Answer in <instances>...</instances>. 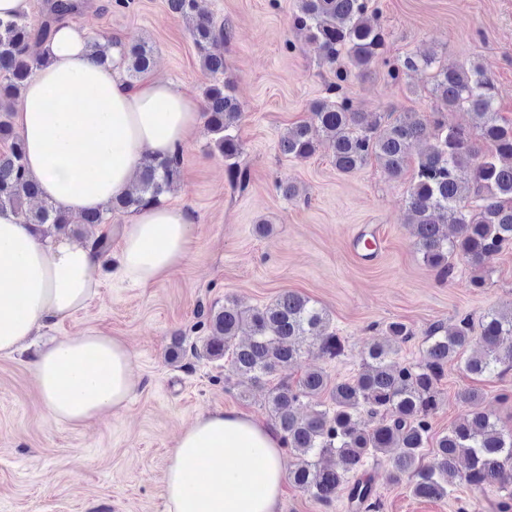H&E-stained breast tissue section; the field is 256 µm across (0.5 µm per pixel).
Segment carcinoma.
<instances>
[{
	"instance_id": "carcinoma-1",
	"label": "carcinoma",
	"mask_w": 512,
	"mask_h": 512,
	"mask_svg": "<svg viewBox=\"0 0 512 512\" xmlns=\"http://www.w3.org/2000/svg\"><path fill=\"white\" fill-rule=\"evenodd\" d=\"M171 13L190 21L189 34L203 69L224 73L222 42L226 24L198 12L197 0H166ZM371 0H297L294 26L306 33L319 58L329 64L344 57L361 77L382 63L393 80L408 71L432 72V94L440 109L428 116L416 112L393 121L370 119L353 108L340 93L347 70L336 71L329 91L336 99L311 104L310 118L288 129L279 139L282 154L308 159L327 150L336 170L353 174L370 159L378 160L391 178L401 176L413 146L424 143L407 192L412 235L422 261L445 280L452 275V259L473 269L512 242V124L501 122L495 109L496 89L483 68L475 63L439 65L433 56L410 55L392 63L386 58L387 33ZM77 0H52L50 22L77 14ZM31 28L23 15L0 18V209H21L37 198L36 183L28 176L24 142L11 122L12 106L20 89L46 59L28 53ZM119 48L129 80L146 74L152 49L143 40L127 43L88 41L90 55L100 64L112 62L111 49ZM204 112L214 147L224 157L232 183L242 187L247 171L241 166V144L235 134L242 116L241 104L229 80H216L203 90ZM466 109L473 117L469 127L450 126L446 112ZM316 126L321 137L313 138ZM482 141L478 147L476 141ZM470 170L471 180L459 172ZM180 156L148 158L139 170V189L110 203L104 210L78 218L57 213L42 202L27 223L46 233L64 231L72 224L84 226L94 249L106 253L110 237L96 233L109 223L112 213L136 212L163 203V196L178 180ZM478 204L471 205V199ZM457 233L448 237V225ZM207 337L203 354L212 359L231 352L232 371L246 384H261L275 372L293 364L316 348L335 359L344 352L341 337L331 329L328 313L307 297L292 291L280 294L262 307L244 309L229 297L224 306L199 311ZM247 339L233 341L240 333ZM386 343L377 342L366 352L357 374L332 381L320 370L306 372L296 385L280 382L268 392V407L293 461L288 478L319 504L329 507L343 490L351 507H373L370 480L362 476L368 459L388 458L392 478L412 483L414 495L443 498L458 481L475 487L512 484V433L498 426L491 413L479 410L455 422L438 437L433 458L424 462L422 449L430 437V418L440 403L439 381L448 363L463 365L471 375H493L512 367V308L492 309L481 319L474 335L472 319L460 316L447 326L435 323L425 336L423 361L407 365L398 358L399 342L413 331L405 323L386 325ZM328 395L329 402L322 401ZM326 455L339 457L341 468L323 466Z\"/></svg>"
}]
</instances>
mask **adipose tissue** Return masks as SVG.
<instances>
[{"mask_svg": "<svg viewBox=\"0 0 512 512\" xmlns=\"http://www.w3.org/2000/svg\"><path fill=\"white\" fill-rule=\"evenodd\" d=\"M88 40L73 19L56 22L42 43L48 62L25 82L14 111L41 199L72 216L125 195L145 159L183 151L201 124L198 100L180 86L129 84L118 65L91 58ZM193 222L178 206L139 210L121 225L119 250L104 258L65 235H36L0 209V356L86 308L103 263L141 285L178 266ZM33 374L46 408L71 424L124 409L136 387L128 345L96 332L47 345ZM285 476L276 432L234 411L212 412L175 440L166 512H277Z\"/></svg>", "mask_w": 512, "mask_h": 512, "instance_id": "ef3b65f1", "label": "adipose tissue"}]
</instances>
